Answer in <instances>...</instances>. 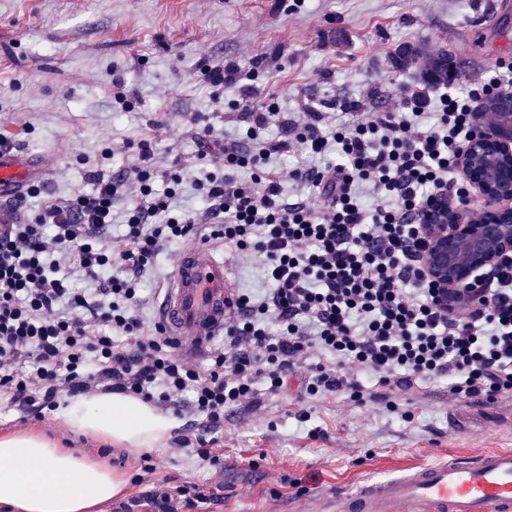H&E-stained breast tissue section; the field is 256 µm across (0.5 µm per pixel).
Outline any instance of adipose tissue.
<instances>
[{"label":"adipose tissue","instance_id":"adipose-tissue-1","mask_svg":"<svg viewBox=\"0 0 512 512\" xmlns=\"http://www.w3.org/2000/svg\"><path fill=\"white\" fill-rule=\"evenodd\" d=\"M66 426L131 451L165 443L174 419L135 396L98 393L59 406ZM127 488L119 472L34 432L0 436V504L13 512H94Z\"/></svg>","mask_w":512,"mask_h":512}]
</instances>
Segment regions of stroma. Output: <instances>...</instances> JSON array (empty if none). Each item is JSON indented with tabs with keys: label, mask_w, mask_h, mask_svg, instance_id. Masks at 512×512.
<instances>
[{
	"label": "stroma",
	"mask_w": 512,
	"mask_h": 512,
	"mask_svg": "<svg viewBox=\"0 0 512 512\" xmlns=\"http://www.w3.org/2000/svg\"><path fill=\"white\" fill-rule=\"evenodd\" d=\"M405 44L427 55L452 53L455 85L467 88L490 77L497 59H512V0H302L286 8L275 0H0V136L44 160L46 187L58 198L90 189L103 149L112 152L109 170L127 172L137 144L149 142L159 173L181 169L189 206L200 170L198 118L216 140L242 141L241 107L260 100L280 108L269 130L277 137L286 133L282 119L302 121L327 101L388 110L398 87H424L415 70L392 62ZM227 60L239 64L242 79L216 100L202 70ZM119 91L134 96L132 111H113ZM180 251L163 247L142 276L144 332L154 329L160 290ZM399 400L410 420L343 393L305 404L263 395L250 411L225 412L211 433L199 418H178L152 452L155 472L127 493L191 481L214 497L203 512H328L336 492L403 467L512 448V430L495 413L463 426L451 421L461 403L447 383L419 384ZM304 409L311 419L301 423ZM19 430L66 443L79 456L121 459L127 475L139 471L138 454L52 417L34 420L0 399V435ZM200 438L217 464L192 451Z\"/></svg>",
	"instance_id": "1"
}]
</instances>
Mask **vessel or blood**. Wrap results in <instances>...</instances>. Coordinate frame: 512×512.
<instances>
[{
    "mask_svg": "<svg viewBox=\"0 0 512 512\" xmlns=\"http://www.w3.org/2000/svg\"><path fill=\"white\" fill-rule=\"evenodd\" d=\"M38 158L0 151V224L14 223L2 202L45 181ZM236 288L223 256L208 244L186 247L159 304L157 319L181 349L197 351L224 330ZM335 512H512V448L474 459L452 457L366 482L337 494Z\"/></svg>",
    "mask_w": 512,
    "mask_h": 512,
    "instance_id": "1",
    "label": "vessel or blood"
}]
</instances>
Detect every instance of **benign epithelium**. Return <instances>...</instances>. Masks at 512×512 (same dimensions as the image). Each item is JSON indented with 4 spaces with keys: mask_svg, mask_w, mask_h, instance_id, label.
Listing matches in <instances>:
<instances>
[{
    "mask_svg": "<svg viewBox=\"0 0 512 512\" xmlns=\"http://www.w3.org/2000/svg\"><path fill=\"white\" fill-rule=\"evenodd\" d=\"M457 168L478 205L456 207L445 195L422 211L421 265L430 281L447 289L465 286L512 255V135H474Z\"/></svg>",
    "mask_w": 512,
    "mask_h": 512,
    "instance_id": "obj_1",
    "label": "benign epithelium"
}]
</instances>
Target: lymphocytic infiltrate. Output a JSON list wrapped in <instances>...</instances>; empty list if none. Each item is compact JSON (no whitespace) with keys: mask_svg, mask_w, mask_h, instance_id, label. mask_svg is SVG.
I'll list each match as a JSON object with an SVG mask.
<instances>
[{"mask_svg":"<svg viewBox=\"0 0 512 512\" xmlns=\"http://www.w3.org/2000/svg\"><path fill=\"white\" fill-rule=\"evenodd\" d=\"M465 91L428 96L402 90L392 109L341 103L332 131L308 111L294 141L265 132L275 103L246 105L256 150L225 142L200 152L196 204L177 205L183 178L157 190L148 144L135 176L141 200L124 214L123 249H113L112 202L125 176L91 174L92 191L49 201L0 234V396L45 419L62 397L131 394L161 410L202 418L208 431L225 410H247L257 389L287 391L297 364L318 361L303 381L307 398L344 392L353 401L420 382L447 381L451 396H512V258L444 292L426 279L418 251L420 212L440 191L466 200L457 157L483 126L477 105L501 90L512 63ZM299 143L309 161L293 181L317 188L319 207L289 200L268 164ZM249 252L262 264L263 300L238 294L224 342L198 368L162 327L142 332L139 275L161 243L194 240ZM73 259L94 282L76 291L53 254ZM372 386L362 384V377ZM207 498L185 481L132 498L147 512H197Z\"/></svg>","mask_w":512,"mask_h":512,"instance_id":"lymphocytic-infiltrate-1","label":"lymphocytic infiltrate"}]
</instances>
